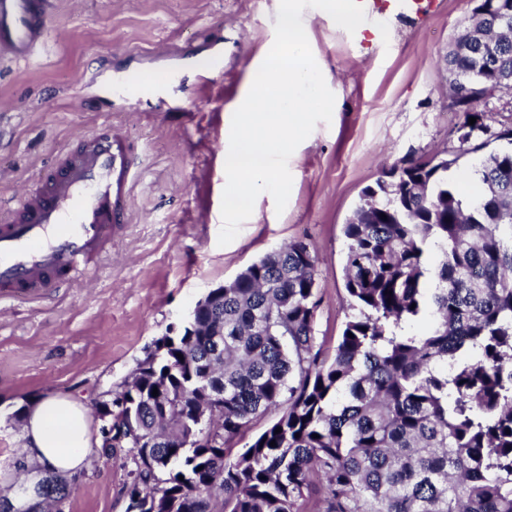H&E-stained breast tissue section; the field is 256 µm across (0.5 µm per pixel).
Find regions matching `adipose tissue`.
Here are the masks:
<instances>
[{"label":"adipose tissue","instance_id":"ef3b65f1","mask_svg":"<svg viewBox=\"0 0 512 512\" xmlns=\"http://www.w3.org/2000/svg\"><path fill=\"white\" fill-rule=\"evenodd\" d=\"M86 404L64 395L36 400L27 410L21 450L27 462L71 476L93 446Z\"/></svg>","mask_w":512,"mask_h":512}]
</instances>
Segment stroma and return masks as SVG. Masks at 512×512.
I'll return each instance as SVG.
<instances>
[{"label":"stroma","instance_id":"35a3bbf8","mask_svg":"<svg viewBox=\"0 0 512 512\" xmlns=\"http://www.w3.org/2000/svg\"><path fill=\"white\" fill-rule=\"evenodd\" d=\"M474 6L446 0L419 29L389 18L387 47L374 53L305 8L335 96L332 121L291 155L284 212L260 194L222 246L231 118L273 44L279 0H57L45 49L0 63V197L20 194L77 136L106 124L131 136L141 172L129 221L93 276L0 303V469L23 445L17 410L55 394L105 399L209 290L288 242L312 250L316 334L334 348L345 321L344 226L363 190L384 171L459 146L446 55ZM161 44L168 56H154ZM126 455L118 448L86 468L64 512H125Z\"/></svg>","mask_w":512,"mask_h":512}]
</instances>
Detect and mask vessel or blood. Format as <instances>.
<instances>
[{"mask_svg": "<svg viewBox=\"0 0 512 512\" xmlns=\"http://www.w3.org/2000/svg\"><path fill=\"white\" fill-rule=\"evenodd\" d=\"M56 0H0V62L27 61L44 47ZM444 0H363L367 17L353 34L375 47L374 22L392 15L426 20ZM140 174L132 146L111 126L78 137L7 211L0 213V298L40 296L85 279L126 223Z\"/></svg>", "mask_w": 512, "mask_h": 512, "instance_id": "1", "label": "vessel or blood"}]
</instances>
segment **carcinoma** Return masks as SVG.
Here are the masks:
<instances>
[{"label":"carcinoma","mask_w":512,"mask_h":512,"mask_svg":"<svg viewBox=\"0 0 512 512\" xmlns=\"http://www.w3.org/2000/svg\"><path fill=\"white\" fill-rule=\"evenodd\" d=\"M448 71L459 153L365 188L333 355L294 241L211 289L101 404L133 464L126 512H307L315 492L312 512H512V149L476 163L478 199L448 182L487 132L481 98L512 90V33L450 52ZM76 481L43 479L42 512H63Z\"/></svg>","instance_id":"1"}]
</instances>
